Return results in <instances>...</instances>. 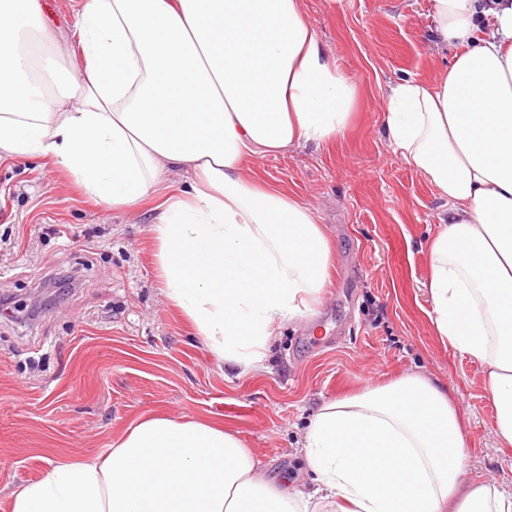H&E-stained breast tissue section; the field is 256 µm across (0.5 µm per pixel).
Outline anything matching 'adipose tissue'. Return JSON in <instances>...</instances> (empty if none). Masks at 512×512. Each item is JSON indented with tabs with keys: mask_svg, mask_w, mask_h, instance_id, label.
<instances>
[{
	"mask_svg": "<svg viewBox=\"0 0 512 512\" xmlns=\"http://www.w3.org/2000/svg\"><path fill=\"white\" fill-rule=\"evenodd\" d=\"M431 7L457 52L436 81L389 85L382 122L444 201L427 283L437 334L486 364L512 445V0ZM73 35L72 48L51 38L40 0H0V158L45 157L116 209L156 199L167 302L224 364L260 366L317 303L332 254L313 205L245 164L341 139L357 84L303 0H84ZM173 170L186 184L170 191ZM300 452L310 484L280 487L233 432L147 415L20 485L8 512H512V494L465 482L460 413L420 374L323 402Z\"/></svg>",
	"mask_w": 512,
	"mask_h": 512,
	"instance_id": "1",
	"label": "adipose tissue"
}]
</instances>
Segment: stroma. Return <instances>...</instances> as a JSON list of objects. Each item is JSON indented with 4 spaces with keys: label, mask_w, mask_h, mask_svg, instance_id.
Returning a JSON list of instances; mask_svg holds the SVG:
<instances>
[{
    "label": "stroma",
    "mask_w": 512,
    "mask_h": 512,
    "mask_svg": "<svg viewBox=\"0 0 512 512\" xmlns=\"http://www.w3.org/2000/svg\"><path fill=\"white\" fill-rule=\"evenodd\" d=\"M361 97L347 135L253 160L257 178L313 203L334 251L313 317L283 324L262 367L226 369L163 297L153 202L96 204L44 158L0 159V512L48 461L98 455L146 414L224 424L275 484L310 475L298 448L327 400L421 374L448 387L469 444L468 478L512 492L485 368L438 336L426 283L443 202L395 154L381 112L389 84L443 76L431 0H304ZM70 292L29 310L59 276Z\"/></svg>",
    "instance_id": "1"
}]
</instances>
